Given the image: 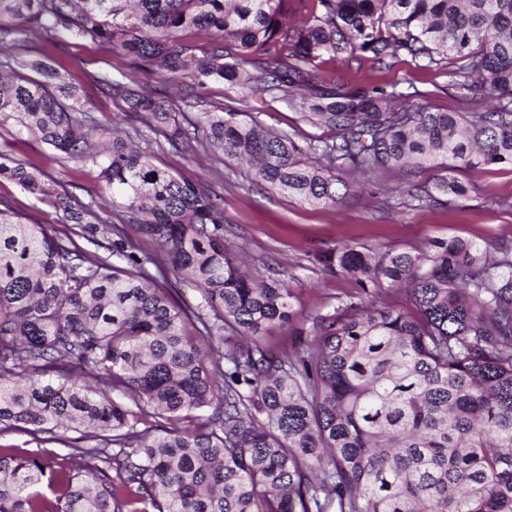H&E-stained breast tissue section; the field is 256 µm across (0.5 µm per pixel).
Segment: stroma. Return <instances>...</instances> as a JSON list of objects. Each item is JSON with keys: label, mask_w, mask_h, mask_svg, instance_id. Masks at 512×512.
Returning a JSON list of instances; mask_svg holds the SVG:
<instances>
[{"label": "stroma", "mask_w": 512, "mask_h": 512, "mask_svg": "<svg viewBox=\"0 0 512 512\" xmlns=\"http://www.w3.org/2000/svg\"><path fill=\"white\" fill-rule=\"evenodd\" d=\"M53 55L65 62L69 79L80 87L88 112L106 126L129 125V117L93 85L97 68L112 57L106 46L69 38ZM322 68L345 84L396 82L403 87L416 86L427 93L423 106L434 111L463 112L470 107L483 110L490 104L485 97L464 102L447 92L445 70H425L407 61L378 69L367 61L328 59ZM44 151L36 141L0 130V162L39 161L52 178L72 170V162L65 159L43 161ZM158 160L181 178L223 197L224 221L230 228L226 238L230 245L241 248L256 268L263 271L276 263L287 268L294 291L293 323L274 328L264 338L266 347L279 354L291 348L293 325L309 321L316 312L333 310L357 291L349 278L326 275L313 258L316 252L343 244L413 251L434 238L512 246V168L507 166L485 170L462 202L441 201L425 207L401 205L400 191L433 180L432 171L415 169L366 184L354 190L342 207L332 210L302 205L262 190L253 184L247 167L232 162L216 164L192 151L162 152ZM0 199L22 218L49 219L50 234H58L64 228L50 202L37 199L13 182L0 181Z\"/></svg>", "instance_id": "obj_1"}]
</instances>
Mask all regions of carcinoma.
<instances>
[{"instance_id": "obj_1", "label": "carcinoma", "mask_w": 512, "mask_h": 512, "mask_svg": "<svg viewBox=\"0 0 512 512\" xmlns=\"http://www.w3.org/2000/svg\"><path fill=\"white\" fill-rule=\"evenodd\" d=\"M65 36L178 83L196 118L108 62L99 90L145 117L109 135L49 63ZM6 41L22 53L0 57V129L80 161L102 190L0 163L68 223L52 235L0 201V434L39 444L0 448V512H512V250L317 253L357 293L276 356L264 336L292 322L288 274L229 250L223 198L156 163L166 146L245 162L260 188L333 209L347 174L425 167L439 174L412 199L463 201L472 182L455 173L512 167V0H0ZM325 55L446 68L448 90L495 105L431 112L417 89L322 75ZM224 81L240 107L208 96ZM281 101L332 136L267 126ZM170 274L200 291L196 308ZM385 288L408 306L371 304ZM58 430L94 445L49 457ZM165 287L170 288L174 299L179 303H186L195 307L200 301V292L180 277L170 275Z\"/></svg>"}]
</instances>
